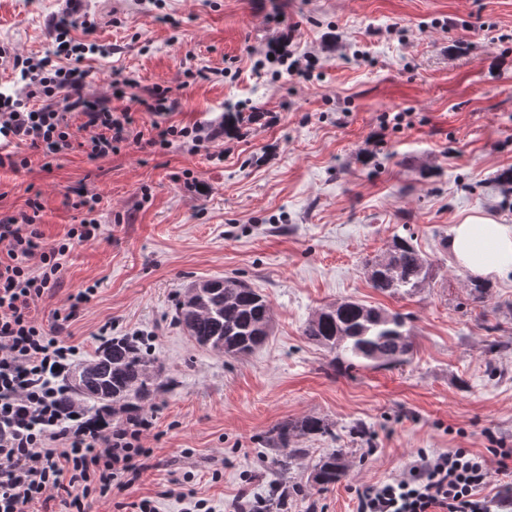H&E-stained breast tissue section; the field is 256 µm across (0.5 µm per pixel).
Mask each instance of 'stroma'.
<instances>
[{
  "mask_svg": "<svg viewBox=\"0 0 512 512\" xmlns=\"http://www.w3.org/2000/svg\"><path fill=\"white\" fill-rule=\"evenodd\" d=\"M68 9L0 0V44L43 57ZM80 18L74 37L101 48L90 94L132 78L113 107L159 85L175 99L169 124L241 114L236 135L197 152L177 139L0 167V219L39 198L49 242L80 222L72 203L83 189L101 197L98 239L67 258L62 288L33 316L50 321L69 293L93 288L68 328L82 358L108 325L143 338L178 381L144 410L154 468L92 512L146 496L158 512H181L161 495L169 487L215 512L274 487L281 512H353L355 487L401 476L419 452L512 448V275L473 299L447 246L475 210L512 225V186L499 179L512 171V0H83ZM282 51L298 71L270 63ZM396 113L399 124H384ZM397 235L413 236L431 264L404 297L371 288L364 267ZM218 277L271 302L272 332L250 354L200 348L173 320L180 293ZM349 299L404 314L406 363L340 367L303 336L317 310ZM307 416L329 434L294 438L304 454L276 474L265 439ZM338 450L344 475L316 485L315 465Z\"/></svg>",
  "mask_w": 512,
  "mask_h": 512,
  "instance_id": "35a3bbf8",
  "label": "stroma"
}]
</instances>
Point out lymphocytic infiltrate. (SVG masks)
I'll list each match as a JSON object with an SVG mask.
<instances>
[{"label": "lymphocytic infiltrate", "instance_id": "lymphocytic-infiltrate-1", "mask_svg": "<svg viewBox=\"0 0 512 512\" xmlns=\"http://www.w3.org/2000/svg\"><path fill=\"white\" fill-rule=\"evenodd\" d=\"M76 25L73 19L55 22V53L37 60L9 56L0 45V59L11 58L23 82L19 91L0 92L1 166L27 168L33 152L50 160L66 154L74 147L76 116L90 134L83 146L93 160L125 143L164 148L177 137L198 147L212 141L204 126L162 124L174 105L169 89L152 87L138 100L153 117L149 137L137 130L129 109L90 99L84 60L99 46L74 41ZM99 200L94 193L76 201L87 217L51 243L37 222L38 200L0 219V512H27L32 503L59 497L69 512H91L94 498L127 491L153 467L152 453L142 445L152 427L148 419L113 426L59 407L61 381L79 352L63 333L92 289L72 294L69 307L54 313L50 324L31 315L32 304L60 288L66 258L97 238L100 226L90 212ZM490 481L484 455L466 448L422 452L402 477L356 489L355 512H512V486L490 494Z\"/></svg>", "mask_w": 512, "mask_h": 512}]
</instances>
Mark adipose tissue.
<instances>
[{
    "mask_svg": "<svg viewBox=\"0 0 512 512\" xmlns=\"http://www.w3.org/2000/svg\"><path fill=\"white\" fill-rule=\"evenodd\" d=\"M448 256L479 278L511 275L512 225L487 213L468 215L449 232Z\"/></svg>",
    "mask_w": 512,
    "mask_h": 512,
    "instance_id": "1",
    "label": "adipose tissue"
}]
</instances>
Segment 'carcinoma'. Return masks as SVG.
Instances as JSON below:
<instances>
[{"mask_svg":"<svg viewBox=\"0 0 512 512\" xmlns=\"http://www.w3.org/2000/svg\"><path fill=\"white\" fill-rule=\"evenodd\" d=\"M431 264L408 237H395L388 255L369 266L372 288L394 296L411 295L429 277ZM175 322L198 346L227 357L246 355L264 344L271 329V303L243 280L225 277L193 284L176 304ZM302 335L336 353L335 361L351 368L366 360L380 366L403 362L410 351L406 317L367 307L355 301L318 310L307 320ZM78 381L65 380L59 405L77 406L93 417H123L130 421L144 407L167 394L175 382L163 376V366L134 336L114 337L94 355L75 365ZM328 433L323 420L305 417L284 421L269 437L273 463L283 473L289 460L303 453L289 448L291 439ZM343 453L336 451L315 466L313 481L335 484L344 474Z\"/></svg>","mask_w":512,"mask_h":512,"instance_id":"cac0c4a2","label":"carcinoma"}]
</instances>
